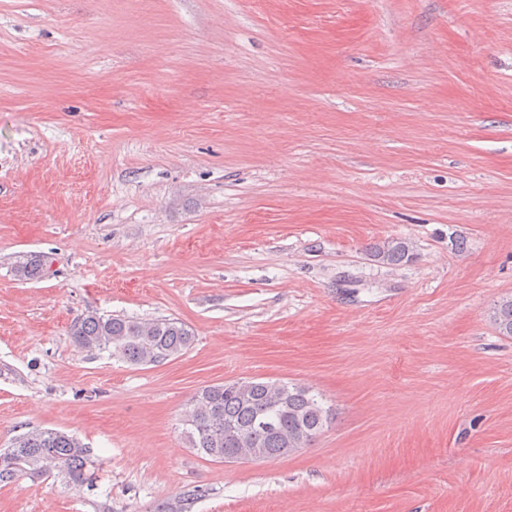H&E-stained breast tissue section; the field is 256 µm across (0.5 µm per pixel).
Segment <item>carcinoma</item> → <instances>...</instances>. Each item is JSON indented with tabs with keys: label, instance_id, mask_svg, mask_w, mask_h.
<instances>
[{
	"label": "carcinoma",
	"instance_id": "1",
	"mask_svg": "<svg viewBox=\"0 0 512 512\" xmlns=\"http://www.w3.org/2000/svg\"><path fill=\"white\" fill-rule=\"evenodd\" d=\"M375 260L397 265L411 256L410 245L392 239L371 247ZM43 257L21 256L14 274L37 281L47 274ZM498 331L512 336V297L499 302L492 314ZM74 343L87 350L113 348L132 365L146 366L189 350L194 334L175 319L139 321L88 310L71 326ZM333 409L308 387L271 380L224 382L201 389L183 418L185 435L204 458L222 462L244 448L268 458L308 445L332 420ZM89 449L79 439L55 429H35L12 439L0 452V485L23 474L49 470L69 485L91 481Z\"/></svg>",
	"mask_w": 512,
	"mask_h": 512
}]
</instances>
